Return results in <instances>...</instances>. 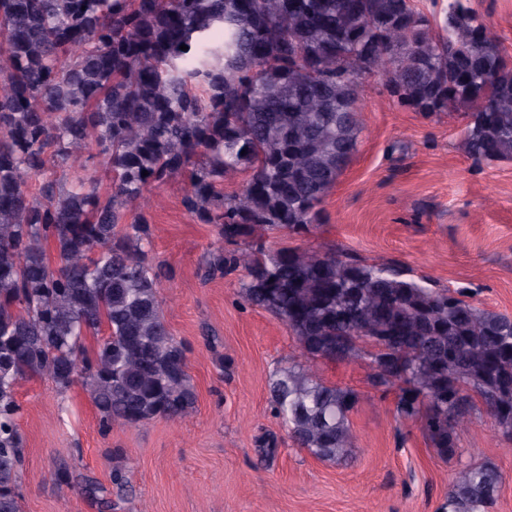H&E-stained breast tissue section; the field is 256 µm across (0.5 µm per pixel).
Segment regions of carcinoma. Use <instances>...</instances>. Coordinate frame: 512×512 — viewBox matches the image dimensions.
<instances>
[{
	"mask_svg": "<svg viewBox=\"0 0 512 512\" xmlns=\"http://www.w3.org/2000/svg\"><path fill=\"white\" fill-rule=\"evenodd\" d=\"M285 1L294 8L272 14L271 0H0V512H20L22 380L81 385L104 433L192 416L186 349L163 317L142 207L171 181L194 220L240 243L212 253L206 273L245 270L247 300L308 351L269 383L298 447L329 462L356 447L359 395L326 384L320 359L361 360L443 456H461L456 420L479 402L512 438L498 407L512 400V317L394 264L267 245L275 230L319 223L358 150L364 66L396 84L399 106L458 113L474 161L512 160V55L486 31L461 42L486 28L470 0L430 16L415 0ZM398 21L396 81L383 37ZM95 157L105 185L88 168ZM240 173L244 189L224 195ZM501 483L492 465L461 464L442 512H489ZM80 490L112 509L96 480Z\"/></svg>",
	"mask_w": 512,
	"mask_h": 512,
	"instance_id": "carcinoma-1",
	"label": "carcinoma"
}]
</instances>
